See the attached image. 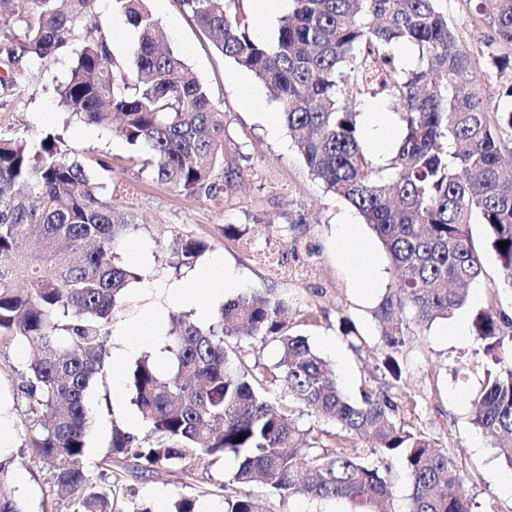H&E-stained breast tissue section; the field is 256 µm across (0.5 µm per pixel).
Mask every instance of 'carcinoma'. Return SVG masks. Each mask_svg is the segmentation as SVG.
<instances>
[{"label": "carcinoma", "instance_id": "obj_1", "mask_svg": "<svg viewBox=\"0 0 512 512\" xmlns=\"http://www.w3.org/2000/svg\"><path fill=\"white\" fill-rule=\"evenodd\" d=\"M95 2L0 0V88L20 89L31 67L70 45ZM111 2L137 30V47L117 57L105 26L86 29L55 86L59 104L146 149L156 181L199 199L228 193L234 171L224 170L222 104L178 53L159 47L146 0ZM177 2L216 50L267 85L313 179L355 208L386 249L400 283L374 311L379 342L357 347L384 382L365 383L360 399L350 400L308 338L281 320L286 302L270 293L237 295L206 326L171 313L174 374L163 377L146 357L131 372L149 431L139 439L113 426L102 463L131 459L146 473L231 454L238 468L221 486L224 512H259L248 490L255 482L281 497L384 512L392 495L385 460L398 456L411 488L407 512H475L466 490L472 476L401 418L402 400L391 390L412 326L449 318L484 272L473 219L486 226L512 289V111L491 110L473 72L475 58L486 55L498 77L512 74V0H478L473 21L487 33L477 48L458 43L440 0H289L270 43L255 41L248 16L228 13L224 0ZM402 44L417 47V68L397 63ZM375 89L402 106L401 138L387 166L359 133V107ZM52 140L35 150L0 137V344L33 351L20 373L36 413L26 444L49 463V483L68 495L70 512H112V491L97 489L88 475L86 395L111 368L102 336L123 291L140 279L137 267L116 262L137 223L131 208L113 204L106 186L88 177L78 152ZM28 238L34 246L19 250ZM206 249L202 239H176L172 267H194ZM499 303L496 288L473 321L474 360L455 373L491 359L473 424L497 439L512 468V317ZM234 338H270L279 358L249 363ZM271 387L291 404L270 400ZM295 403L327 417L335 432L309 437ZM365 436L371 452H353Z\"/></svg>", "mask_w": 512, "mask_h": 512}]
</instances>
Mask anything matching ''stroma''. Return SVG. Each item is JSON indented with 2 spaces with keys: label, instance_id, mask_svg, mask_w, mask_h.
<instances>
[{
  "label": "stroma",
  "instance_id": "obj_1",
  "mask_svg": "<svg viewBox=\"0 0 512 512\" xmlns=\"http://www.w3.org/2000/svg\"><path fill=\"white\" fill-rule=\"evenodd\" d=\"M149 8L166 43L223 105L225 157L244 174L227 199L201 200L156 182L147 152H135L112 130L68 116L53 87L67 73L71 48L36 64L22 90L0 92L1 137L36 146L46 135H60L63 146L79 151L90 178L111 189L113 203L132 207L138 216L130 247L118 254L123 261L130 253L138 254L141 278L129 284L126 306L109 325L105 344L116 348L120 335L131 336L149 326L159 347L168 345L166 321L172 309L168 290L191 276L188 270L171 267L170 248L179 237L201 238L208 243L203 261L222 260L215 276L223 277L229 269L238 278L237 290L226 291V298L250 289L289 299L290 327L307 336L336 374L346 375L344 391L357 397L372 366L343 336L340 323L348 321L355 336L366 343L377 342L374 310L398 285L381 242L353 207L313 180L286 126L274 132L266 128L251 100L259 98L269 111H278L267 87L216 51L176 0H150ZM102 159L108 161V168L99 167ZM346 223L368 241L381 268L380 276L362 290L353 282L350 257L337 245L339 227ZM228 224L238 227L239 237H225L223 228ZM312 309L320 314L317 323L302 324L303 314ZM475 348L473 336L452 335L449 321L418 328L404 352L408 365L394 391L418 401L421 428L476 475L468 492L483 512H512V496L503 493L497 482L508 468L497 455L494 439L472 423L471 401L484 374L478 369L464 380L455 374L458 360L471 358ZM29 358L24 346H0V406L11 417L6 452L14 460L11 473L0 482V492L19 500L24 512H68V498L57 495L48 482L47 464L25 445L34 415L19 389V373ZM87 402L89 477L100 487L112 488L116 512H141L152 506L158 490L164 493L163 512H170L179 498L193 499L197 512H224L220 487L238 466L233 455L194 459L147 474L131 461L103 466L100 460L113 424H125L139 412L126 378L117 384L108 376L93 384ZM251 492L263 512H351L348 504L338 501L317 502L300 495L282 500L259 485Z\"/></svg>",
  "mask_w": 512,
  "mask_h": 512
}]
</instances>
